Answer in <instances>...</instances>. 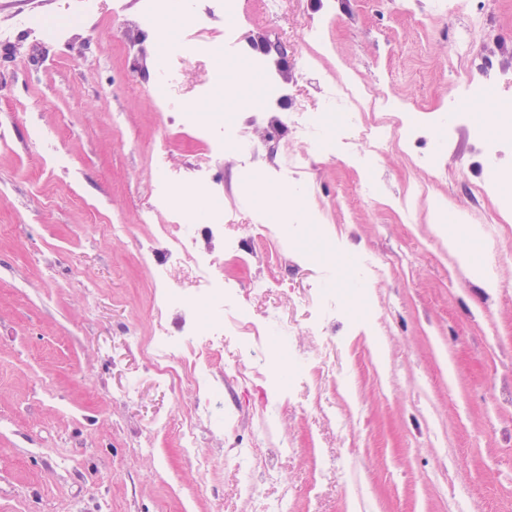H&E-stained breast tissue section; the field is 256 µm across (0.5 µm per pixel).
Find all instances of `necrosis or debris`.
<instances>
[{"mask_svg":"<svg viewBox=\"0 0 512 512\" xmlns=\"http://www.w3.org/2000/svg\"><path fill=\"white\" fill-rule=\"evenodd\" d=\"M260 3L259 14L253 15L245 0H196L181 20L187 29L205 26L207 19L218 13L232 19L223 40L208 43L202 52L217 63L235 58L248 60L247 70L225 78L224 93L242 97L257 83L262 88L259 103L245 112L242 121L231 122L220 109L201 112L194 103L178 101L182 75L194 57L193 51L180 46L166 53L160 71L166 88L160 108L162 128L190 129L213 156L233 152L240 169L249 174L251 191L263 195L269 185H276L279 196L298 215L304 213L305 199L313 190L307 173L320 154L337 151L349 167L369 172L387 149L395 148L405 155L411 168L434 171L441 158L426 151V144L450 145L461 125L471 131L473 148L485 174L484 179L471 184V192L488 193L489 176L506 178L501 160L505 153H512V142L497 133L503 115L486 112L478 117L472 106L483 101L491 87H511L512 72L489 60H478L468 41L467 28H455L448 40L450 50L466 57L470 65L444 111L409 109L393 93L381 88L378 77L365 79L346 67L337 69L332 79L320 84L312 99L302 90L290 92L279 85L275 75L265 68V53L241 37V29L260 18H277L288 7V0ZM324 4L327 19L317 22L307 17L302 22L306 48L292 57L298 74L313 73L318 60L333 51L329 29L336 13L335 0H324ZM167 159L162 148L151 155L157 174L156 192L142 221L154 224L155 215L160 213L170 214L172 221L154 224L149 244L138 247L139 262L148 270L158 296L154 329L148 338L133 335L129 341L146 350L156 372L167 382H178L185 376L193 382L198 396L190 414L179 419L177 431L185 453L196 455L200 470L207 473L221 459L215 454L198 453V432L208 426H224L223 417L216 414L217 402L224 397V385L213 378L210 361L223 354L226 337L234 338L239 351L231 373L257 371L265 363L263 349L273 345L288 360L289 380L302 381L313 374L330 378L335 374L332 355L336 340L329 337L328 330L335 324L337 312H345L349 323L355 326L372 320L373 315L361 306L359 295L346 296L335 288L318 287L312 291L315 306L306 326H299L276 310L267 312L263 319H255L246 300L265 294L267 282L255 278L244 284L226 279L212 252L201 246L205 240L219 242L225 255L246 265L245 245L224 236V226L232 222V213L217 210L203 219L191 214L200 197L216 192L209 167L201 165L176 178ZM173 266L186 270L191 287L170 279L168 270ZM171 312L180 317L174 332L166 322ZM303 331L322 340L317 356L309 360L296 356L290 342L291 337ZM235 459L244 473L240 492L251 500L253 512H288L287 499L271 500L261 492V483L271 484L278 479L269 463L256 460L247 448L237 449Z\"/></svg>","mask_w":512,"mask_h":512,"instance_id":"obj_1","label":"necrosis or debris"}]
</instances>
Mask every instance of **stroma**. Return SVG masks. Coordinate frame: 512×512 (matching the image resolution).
<instances>
[{
  "mask_svg": "<svg viewBox=\"0 0 512 512\" xmlns=\"http://www.w3.org/2000/svg\"><path fill=\"white\" fill-rule=\"evenodd\" d=\"M348 19L333 30L341 55H325L326 72L346 65L385 85L408 106L441 107L464 74L446 50L443 24L426 0H346ZM140 0H102L64 42L0 44V512H251L232 461L203 475L179 446L171 418L195 398L190 380L160 382L145 351L128 345V328L153 331L154 290L137 262V244L155 176L147 159L160 142L151 34L133 39ZM490 26L477 50L512 70V0H488ZM467 131L444 152L438 173L410 174L386 151L373 171L388 196L359 194L365 173L336 157L310 173L318 194L305 203L340 245L370 256L380 270L367 303L374 335L334 336L336 383L309 380L282 399L275 428L254 427L265 380L224 382L231 431L201 430V450L252 447L270 457L283 480L266 486L287 496L291 512H512V233L491 244L479 224L448 229L427 210L406 224L390 195L408 179L428 184L448 215L490 213L512 183L473 200L465 178H478ZM213 165L221 206L235 212L227 236L253 251L249 268L221 256L225 277L265 279L252 299L254 317L271 309L304 323L310 289L324 271L286 272L278 239H257L252 220L287 223L276 196L255 199L238 186L235 156ZM129 225L128 234L104 232ZM468 238L463 261L448 252L450 235ZM133 398H124L128 387ZM351 423L342 432L340 421ZM152 437V453L136 442ZM334 466L322 480L320 458Z\"/></svg>",
  "mask_w": 512,
  "mask_h": 512,
  "instance_id": "35a3bbf8",
  "label": "stroma"
}]
</instances>
